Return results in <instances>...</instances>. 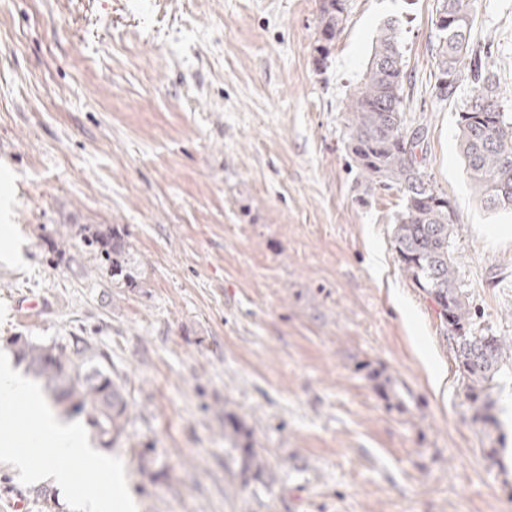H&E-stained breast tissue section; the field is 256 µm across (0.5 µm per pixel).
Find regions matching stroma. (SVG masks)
<instances>
[{"instance_id":"stroma-1","label":"stroma","mask_w":512,"mask_h":512,"mask_svg":"<svg viewBox=\"0 0 512 512\" xmlns=\"http://www.w3.org/2000/svg\"><path fill=\"white\" fill-rule=\"evenodd\" d=\"M348 3L320 69L318 0H0V338L110 354L130 402L111 453L137 512H512V358L480 428L399 266L401 195L363 194L350 165L345 106L387 19L465 296L508 341L512 213L483 207L457 152L469 85L426 100L434 0ZM472 38L512 91V0H478ZM82 224L124 225L139 287L95 273ZM228 411L259 476L224 450Z\"/></svg>"}]
</instances>
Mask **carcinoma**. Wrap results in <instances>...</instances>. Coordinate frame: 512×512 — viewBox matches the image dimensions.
I'll return each instance as SVG.
<instances>
[{"label":"carcinoma","mask_w":512,"mask_h":512,"mask_svg":"<svg viewBox=\"0 0 512 512\" xmlns=\"http://www.w3.org/2000/svg\"><path fill=\"white\" fill-rule=\"evenodd\" d=\"M339 7L319 5L316 61L325 67L348 17L347 0H330ZM434 81L432 102L442 104L456 95L462 79L471 84L470 96L458 113V145L472 189L480 202L494 211H512V114L499 81L491 70L493 45H473L471 30L476 0H435ZM455 20L440 26V16ZM397 19L384 22L360 84L348 99L346 147L364 183V192L378 188L401 193V209L393 225L398 262L413 283L437 306L441 323L452 340L472 421L496 424L491 414V383L500 372L503 354L512 343L488 335V329L471 320L470 308L458 276L454 257L453 226L456 210L437 191L417 150L423 149L425 127H407L405 83L409 82ZM501 111V124L489 126L472 120L470 113L485 111L487 102ZM80 238L98 261L97 271L112 279L114 288H136L138 268L121 224H84ZM4 341L17 359L44 385L65 411L86 413L89 425L112 443L124 432L129 401L119 375L109 367L106 351L81 336L70 348L37 341L21 334ZM224 432L238 452L241 473L260 472L262 464L251 440L232 416ZM38 512L57 508L52 491L39 489L33 497Z\"/></svg>","instance_id":"obj_1"}]
</instances>
